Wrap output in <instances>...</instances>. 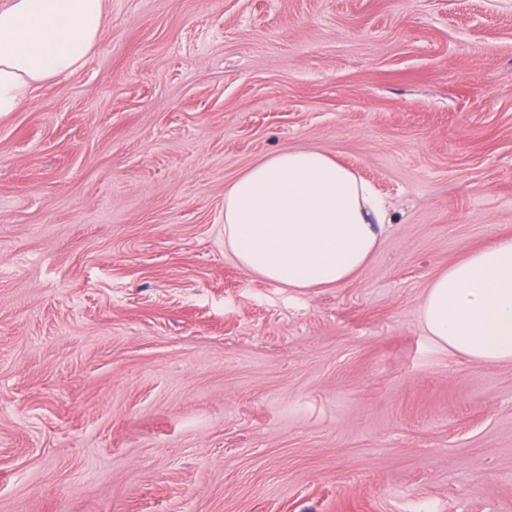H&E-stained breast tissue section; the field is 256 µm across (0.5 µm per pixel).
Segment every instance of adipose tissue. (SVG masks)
I'll return each mask as SVG.
<instances>
[{
  "label": "adipose tissue",
  "mask_w": 512,
  "mask_h": 512,
  "mask_svg": "<svg viewBox=\"0 0 512 512\" xmlns=\"http://www.w3.org/2000/svg\"><path fill=\"white\" fill-rule=\"evenodd\" d=\"M107 0H0V114L41 82L73 73L102 38ZM388 211L374 188L328 154L279 152L224 192V247L246 272L289 288H334L377 253ZM423 326L484 364L512 363V237L440 271Z\"/></svg>",
  "instance_id": "adipose-tissue-1"
}]
</instances>
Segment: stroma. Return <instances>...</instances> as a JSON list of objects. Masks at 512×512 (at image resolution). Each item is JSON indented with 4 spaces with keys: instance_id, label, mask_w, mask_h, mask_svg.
Here are the masks:
<instances>
[{
    "instance_id": "stroma-1",
    "label": "stroma",
    "mask_w": 512,
    "mask_h": 512,
    "mask_svg": "<svg viewBox=\"0 0 512 512\" xmlns=\"http://www.w3.org/2000/svg\"><path fill=\"white\" fill-rule=\"evenodd\" d=\"M313 148L389 204L351 283L224 249ZM512 235V0H108L0 114V512H512V363L421 322Z\"/></svg>"
}]
</instances>
